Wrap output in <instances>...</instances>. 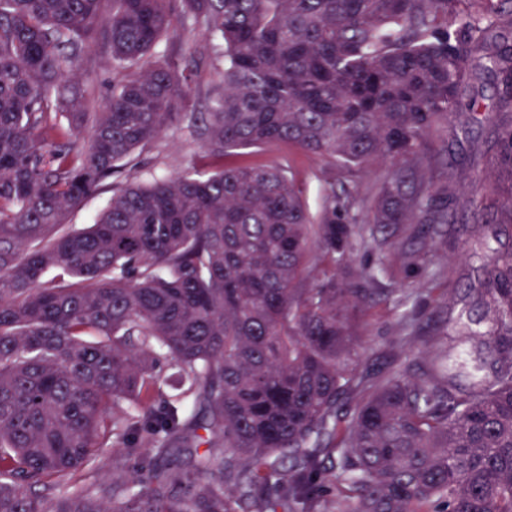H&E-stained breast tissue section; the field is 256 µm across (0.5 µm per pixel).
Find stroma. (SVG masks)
Masks as SVG:
<instances>
[{"label":"stroma","instance_id":"stroma-1","mask_svg":"<svg viewBox=\"0 0 512 512\" xmlns=\"http://www.w3.org/2000/svg\"><path fill=\"white\" fill-rule=\"evenodd\" d=\"M117 74L107 63L104 49L96 47L85 52L78 74L79 85L85 89L90 109L102 111L112 94V84ZM462 117H454L448 124V132L442 135L439 146L447 154L448 186L456 195L470 194L476 179H491V169L482 172L470 170L467 158L472 142L461 131ZM201 143L193 137L185 125L170 128L151 147L140 152L136 160L141 179L162 177L182 169L200 164ZM225 164H287L305 187V198L311 212H318L321 199L330 185L342 184L344 174L332 158L303 152L294 147L270 145L248 148L225 157ZM366 212H358L354 246L347 262V273H355L366 267L393 269L390 277H380L378 286L382 290L381 300L366 310L359 318L362 345L359 350V365L366 368L387 367L398 350H405L409 358H425L432 354L427 324L435 313L445 312L447 304L453 303L460 293L462 283L459 270L463 264L464 243L459 239L438 244L431 252V264L427 270L414 274L400 272L399 257L402 252L415 247L416 239L410 235L399 237L386 249L372 244ZM417 298L420 316L415 335H404L400 325V311L395 302L403 295Z\"/></svg>","mask_w":512,"mask_h":512}]
</instances>
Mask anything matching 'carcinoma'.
Returning a JSON list of instances; mask_svg holds the SVG:
<instances>
[{"label":"carcinoma","instance_id":"obj_1","mask_svg":"<svg viewBox=\"0 0 512 512\" xmlns=\"http://www.w3.org/2000/svg\"><path fill=\"white\" fill-rule=\"evenodd\" d=\"M174 15L203 38L188 57L158 52ZM95 45L124 76L89 112L74 77ZM219 49L196 112L191 73ZM484 74L470 162L495 179L458 228L470 382L446 351L358 371L385 268L338 279L356 188L313 215L291 167L224 155L381 165L373 241L416 226L400 264L425 269L455 220L438 140ZM187 117L208 170L135 176ZM511 228L512 0H0V512H512ZM109 194L95 195L85 199L69 216V224L81 229L92 223L94 216L102 209Z\"/></svg>","mask_w":512,"mask_h":512}]
</instances>
